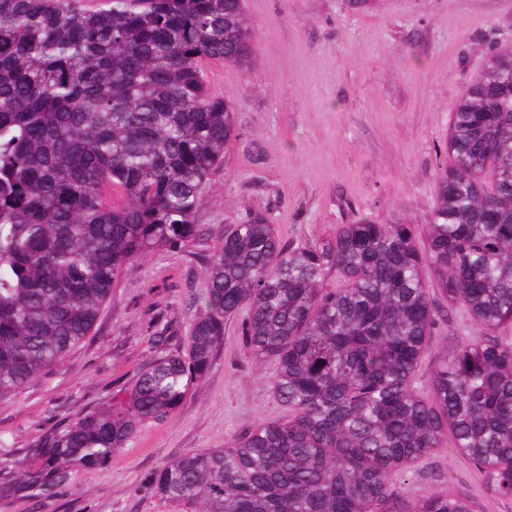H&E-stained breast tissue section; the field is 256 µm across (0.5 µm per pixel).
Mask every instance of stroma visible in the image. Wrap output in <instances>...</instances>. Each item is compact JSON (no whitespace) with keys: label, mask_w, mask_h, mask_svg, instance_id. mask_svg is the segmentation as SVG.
<instances>
[{"label":"stroma","mask_w":512,"mask_h":512,"mask_svg":"<svg viewBox=\"0 0 512 512\" xmlns=\"http://www.w3.org/2000/svg\"><path fill=\"white\" fill-rule=\"evenodd\" d=\"M256 51L250 71L209 65L213 94L236 103L239 135L209 177L191 252L158 250L114 286L91 334L44 377L0 399V454L22 458L56 422L104 408L131 387L163 325L187 336L201 309L203 265L224 227L259 213L289 240L316 241L368 217L430 220L440 147L459 99L490 49L512 46V0H245ZM459 306L434 332L415 386L479 335ZM271 361L247 357L238 320L224 327L213 367L166 420L145 423L105 468H81L50 498H0V512H182L144 489L147 472L190 449L220 448L248 427L286 414ZM408 501L436 490L472 512H512L455 448L410 468Z\"/></svg>","instance_id":"obj_1"}]
</instances>
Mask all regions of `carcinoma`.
I'll return each mask as SVG.
<instances>
[{
    "label": "carcinoma",
    "instance_id": "obj_1",
    "mask_svg": "<svg viewBox=\"0 0 512 512\" xmlns=\"http://www.w3.org/2000/svg\"><path fill=\"white\" fill-rule=\"evenodd\" d=\"M492 51L451 115L431 218H363L288 241L262 214L224 226L181 351L70 420L0 474V496H53L103 467L209 373L224 322L273 362L288 414L145 476L184 512H471L394 478L448 446L512 498V60ZM243 0H0V399L88 336L118 279L156 249L186 250L208 177L238 136L205 67L247 69ZM429 269L434 283L423 276ZM336 275L337 286L325 287ZM483 331L413 382L436 329L431 290Z\"/></svg>",
    "mask_w": 512,
    "mask_h": 512
}]
</instances>
